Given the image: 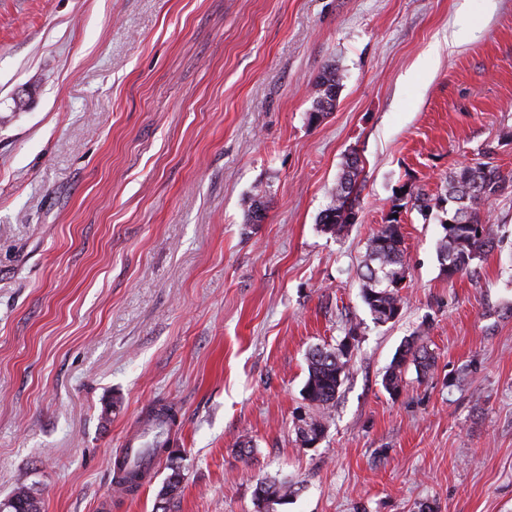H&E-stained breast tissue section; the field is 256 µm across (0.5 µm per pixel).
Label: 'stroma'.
<instances>
[{
    "label": "stroma",
    "mask_w": 512,
    "mask_h": 512,
    "mask_svg": "<svg viewBox=\"0 0 512 512\" xmlns=\"http://www.w3.org/2000/svg\"><path fill=\"white\" fill-rule=\"evenodd\" d=\"M331 65L336 107L310 120ZM482 151L512 174V0H0V501L25 482L40 512H155L176 466L171 512H255L276 475L300 484L277 512H512V187L486 212L498 247L452 280L438 219L403 214L396 320L357 276L399 187L440 194ZM352 152L358 220L334 237ZM353 322L300 447L306 354ZM413 336L435 366L389 395ZM159 403L170 455L122 492L112 461ZM363 170L356 153H349L343 164L342 174L332 193L330 202L319 216V224L325 233L342 236L355 222L351 221L352 211L358 212L359 197L363 181Z\"/></svg>",
    "instance_id": "obj_1"
}]
</instances>
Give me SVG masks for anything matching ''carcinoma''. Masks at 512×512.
Listing matches in <instances>:
<instances>
[{"mask_svg": "<svg viewBox=\"0 0 512 512\" xmlns=\"http://www.w3.org/2000/svg\"><path fill=\"white\" fill-rule=\"evenodd\" d=\"M314 113L322 116L336 106L341 77L336 68H324L314 79ZM362 167L355 152H350L343 164L342 174L330 202L319 216L325 233L342 236L352 224V212L358 210L362 191ZM509 183V178L486 162L475 160L456 168L444 186V192L430 198L424 190L408 185L399 191L393 201L386 223L368 239L365 260L359 280L361 298L373 320L387 323L396 319L404 307V296L398 284L406 279L404 262V233L399 215L408 209L420 213L437 208L443 212L440 219V237L437 257L441 273L448 279L467 273L473 262L495 248L494 226L482 214L497 199ZM353 352L344 341L327 348L315 346L307 354V378L301 394L308 405L320 414L304 419V426L296 428L300 447L307 448L319 442L327 431V423L336 404V396L350 370ZM435 357L427 346L412 338L404 342L395 354L383 378L385 390L392 396L400 393L404 374L414 367L420 377L427 376ZM116 484L125 492H134L150 478V468L135 464L125 455L117 456ZM181 472L172 469L159 497L164 501L162 512H169L170 502L180 491ZM298 491L296 483L286 479L265 477L255 485L256 508L265 501L286 504ZM13 503L8 512H40L36 493L23 487L13 490Z\"/></svg>", "mask_w": 512, "mask_h": 512, "instance_id": "1", "label": "carcinoma"}]
</instances>
